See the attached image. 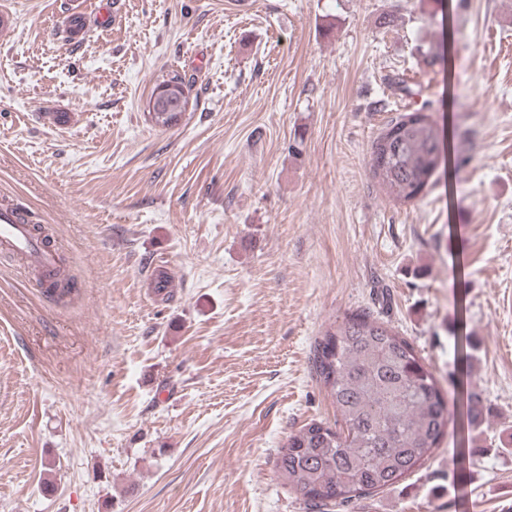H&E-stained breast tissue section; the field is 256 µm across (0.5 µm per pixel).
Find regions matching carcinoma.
<instances>
[{
    "mask_svg": "<svg viewBox=\"0 0 512 512\" xmlns=\"http://www.w3.org/2000/svg\"><path fill=\"white\" fill-rule=\"evenodd\" d=\"M164 105L155 99L151 121L177 124L182 113ZM423 110L391 119L371 145V176L396 203L425 192L445 153L432 117L412 118ZM46 278L61 301L75 289L59 267ZM312 366L336 407V425H304L288 436L277 458L279 474L311 512H333L399 483L441 444L448 399L413 344L388 323L365 310L344 315L316 340ZM482 416L477 397L467 394L468 426L477 427Z\"/></svg>",
    "mask_w": 512,
    "mask_h": 512,
    "instance_id": "carcinoma-1",
    "label": "carcinoma"
}]
</instances>
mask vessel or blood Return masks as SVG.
I'll list each match as a JSON object with an SVG mask.
<instances>
[{
    "label": "vessel or blood",
    "instance_id": "b4317fda",
    "mask_svg": "<svg viewBox=\"0 0 512 512\" xmlns=\"http://www.w3.org/2000/svg\"><path fill=\"white\" fill-rule=\"evenodd\" d=\"M0 246L16 254L34 268H51L57 262L52 246L38 238L23 213L11 205H0Z\"/></svg>",
    "mask_w": 512,
    "mask_h": 512
}]
</instances>
